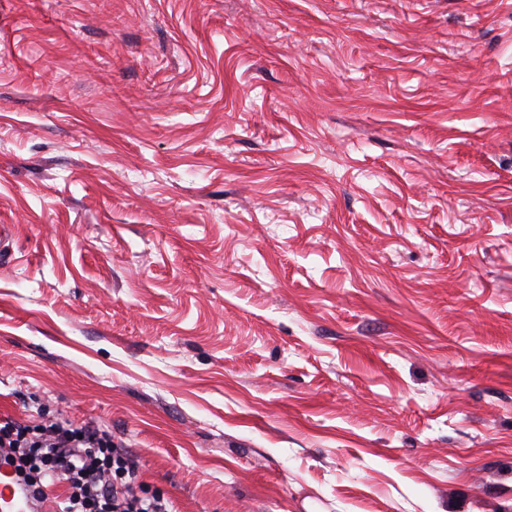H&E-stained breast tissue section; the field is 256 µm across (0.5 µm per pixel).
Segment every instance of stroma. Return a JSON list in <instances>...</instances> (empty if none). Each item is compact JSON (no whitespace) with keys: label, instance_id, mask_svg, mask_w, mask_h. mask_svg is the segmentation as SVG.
I'll return each instance as SVG.
<instances>
[{"label":"stroma","instance_id":"obj_1","mask_svg":"<svg viewBox=\"0 0 512 512\" xmlns=\"http://www.w3.org/2000/svg\"><path fill=\"white\" fill-rule=\"evenodd\" d=\"M0 417L179 512H512V0H0Z\"/></svg>","mask_w":512,"mask_h":512}]
</instances>
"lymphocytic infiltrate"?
Listing matches in <instances>:
<instances>
[{"label":"lymphocytic infiltrate","mask_w":512,"mask_h":512,"mask_svg":"<svg viewBox=\"0 0 512 512\" xmlns=\"http://www.w3.org/2000/svg\"><path fill=\"white\" fill-rule=\"evenodd\" d=\"M0 461L36 498L65 487L62 512H178L161 494L134 488L139 462L98 427L59 418L31 428L0 418Z\"/></svg>","instance_id":"lymphocytic-infiltrate-1"}]
</instances>
